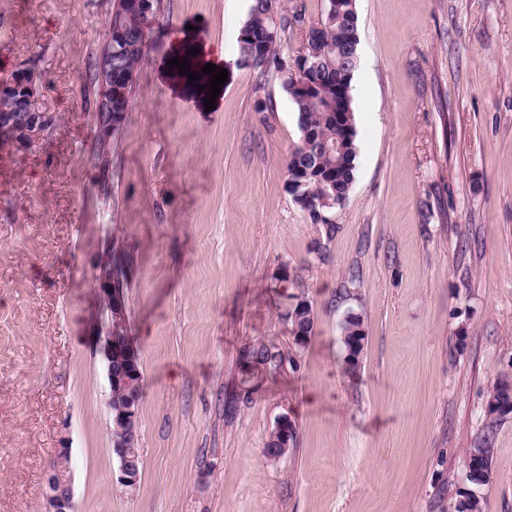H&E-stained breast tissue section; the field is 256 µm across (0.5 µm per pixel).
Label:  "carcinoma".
<instances>
[{"instance_id":"1","label":"carcinoma","mask_w":512,"mask_h":512,"mask_svg":"<svg viewBox=\"0 0 512 512\" xmlns=\"http://www.w3.org/2000/svg\"><path fill=\"white\" fill-rule=\"evenodd\" d=\"M143 12L137 0L115 12L112 26L125 29L127 50L113 56V83L127 89V95L113 100V111L118 113L117 123L123 122L133 82L126 74L139 67L147 56L144 42ZM305 25L303 7L294 6L284 13L279 0H251L248 19L244 25L248 36L238 40L239 57L243 65L272 69L280 79L283 89L290 96L297 112L303 141L288 158V172L292 183L288 192L293 201L305 212L310 222L319 223L315 210L329 213L344 205L354 180L355 161L358 153L354 111L348 110L343 98L336 94V85L352 82L351 63L345 45L359 38L358 12L350 9V0H339V7L325 8L324 16L316 24L307 27L304 44L294 64L281 60L275 45L278 32ZM316 65L310 70L314 87L308 91L295 88L294 75L303 69L304 63ZM112 270L116 273L119 288L128 287V261L123 252L112 247ZM290 333L297 337H310L314 317L311 307L295 308L288 313ZM344 348L367 340L363 319L348 313L340 325ZM253 362L270 372L277 370L285 359L279 351L260 345L249 351ZM494 422H489L480 442L468 449L466 471L472 474L473 486L486 484L492 470ZM455 512H481L480 500L474 492L456 491Z\"/></svg>"}]
</instances>
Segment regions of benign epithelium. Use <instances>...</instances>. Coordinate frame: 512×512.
<instances>
[{
  "mask_svg": "<svg viewBox=\"0 0 512 512\" xmlns=\"http://www.w3.org/2000/svg\"><path fill=\"white\" fill-rule=\"evenodd\" d=\"M112 54L113 42L107 41L96 63L97 80L100 85L96 112H97V143L109 147L112 141V98L116 88L112 87ZM34 80L35 74L27 72L24 81L25 95L4 105L0 101V139L16 143L29 141L32 137L45 129V123L52 122V117L39 112L34 108ZM96 282L100 286L103 300L106 304V322L101 326L102 348L101 352L106 364L107 380L109 386L119 384L125 387L128 401L116 408L109 407L113 431L122 433L130 420L139 414L140 402L136 399V388L141 382L135 379L136 373L122 371L114 373L112 364L114 358L132 366L139 361L137 348L132 343L121 345L112 322H126V307L123 293L112 284V254L102 256L96 266ZM119 460V480L127 486L136 485L139 478L138 464L135 457L130 455L123 444L112 449ZM70 449L59 448L46 475L44 498L47 512H75L72 475L69 469Z\"/></svg>",
  "mask_w": 512,
  "mask_h": 512,
  "instance_id": "7a95c632",
  "label": "benign epithelium"
}]
</instances>
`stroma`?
I'll return each mask as SVG.
<instances>
[{
  "mask_svg": "<svg viewBox=\"0 0 512 512\" xmlns=\"http://www.w3.org/2000/svg\"><path fill=\"white\" fill-rule=\"evenodd\" d=\"M155 4L102 169L113 0H0V81L35 70L56 119L0 142V512H44L59 448L76 512H454L488 395L512 379V0H357L359 152L328 225L287 191L301 133L275 72L239 67L209 112L164 76L190 25L208 56L238 59L250 0ZM113 241L144 372L133 487L99 351L95 264ZM350 311L368 336L353 375ZM260 344L285 354L278 372L249 358ZM284 416L294 444L268 456ZM492 448L476 493L512 512V415ZM288 322L292 336L306 337V339L310 337L314 325V317L310 304H307L305 308L300 309L297 307L291 312H288ZM341 342L344 346L346 355L348 348L354 343L366 341L368 336L364 329L363 319L360 315L349 312L340 325ZM126 448V445L118 444L114 446L112 452L119 460L120 482L127 487H133L139 478L140 461L138 458L137 464L135 457L130 455Z\"/></svg>",
  "mask_w": 512,
  "mask_h": 512,
  "instance_id": "35a3bbf8",
  "label": "stroma"
}]
</instances>
